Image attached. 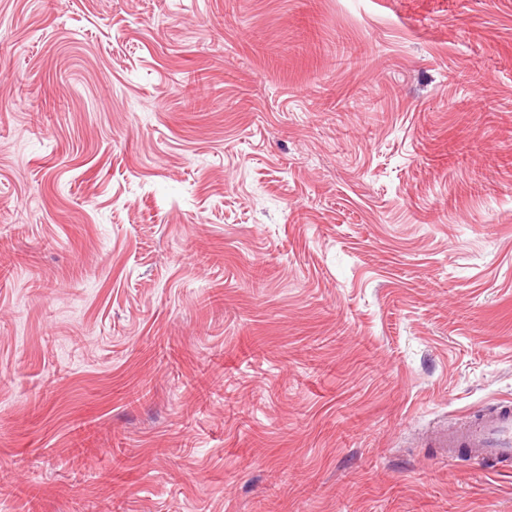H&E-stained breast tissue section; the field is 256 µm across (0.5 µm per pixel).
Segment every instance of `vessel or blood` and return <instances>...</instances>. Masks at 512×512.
<instances>
[{
	"label": "vessel or blood",
	"instance_id": "obj_1",
	"mask_svg": "<svg viewBox=\"0 0 512 512\" xmlns=\"http://www.w3.org/2000/svg\"><path fill=\"white\" fill-rule=\"evenodd\" d=\"M433 447L456 456L467 449L474 460L512 462V407L501 406L487 413L467 416L436 429L430 437Z\"/></svg>",
	"mask_w": 512,
	"mask_h": 512
}]
</instances>
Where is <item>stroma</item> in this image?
<instances>
[{
  "label": "stroma",
  "instance_id": "obj_1",
  "mask_svg": "<svg viewBox=\"0 0 512 512\" xmlns=\"http://www.w3.org/2000/svg\"><path fill=\"white\" fill-rule=\"evenodd\" d=\"M504 404L512 0H0V512H512ZM434 448H448V460L461 448L476 461L512 462V407L499 406L487 413L466 416L436 429L430 436Z\"/></svg>",
  "mask_w": 512,
  "mask_h": 512
}]
</instances>
